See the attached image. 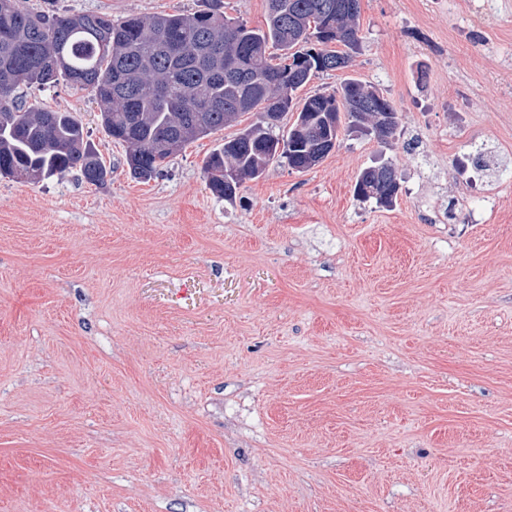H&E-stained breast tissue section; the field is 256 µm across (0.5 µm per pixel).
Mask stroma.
I'll return each instance as SVG.
<instances>
[{
    "label": "stroma",
    "instance_id": "1",
    "mask_svg": "<svg viewBox=\"0 0 512 512\" xmlns=\"http://www.w3.org/2000/svg\"><path fill=\"white\" fill-rule=\"evenodd\" d=\"M360 30L303 92L370 85L394 137L232 203L220 135L141 181L87 91L22 88L111 174L0 175V512H512V0H360ZM386 161L396 202L357 200Z\"/></svg>",
    "mask_w": 512,
    "mask_h": 512
}]
</instances>
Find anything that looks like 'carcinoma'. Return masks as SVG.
Returning <instances> with one entry per match:
<instances>
[{
  "mask_svg": "<svg viewBox=\"0 0 512 512\" xmlns=\"http://www.w3.org/2000/svg\"><path fill=\"white\" fill-rule=\"evenodd\" d=\"M354 14L359 0H268L259 28L231 21L216 7L122 20L91 12L76 23L65 12L34 13L23 0H0V174L35 182L76 169L98 185L110 173L78 117L22 103L23 86L65 81L90 91L106 132L126 145L129 171L141 180L159 174L186 144L230 126L227 113L244 115L269 100L280 102L284 114L300 108L318 115L358 96L359 106L346 112L348 123L364 124L367 112L396 116L389 100L355 79L297 101L313 74L345 68L348 44L336 31ZM57 58L64 67L49 68ZM273 140L284 142L282 151L268 146ZM314 146L289 130L275 135L262 120L250 124L206 157L208 186L231 201L245 180L280 159L307 170ZM394 171L390 164L363 170L356 196L392 205L399 182L381 177Z\"/></svg>",
  "mask_w": 512,
  "mask_h": 512,
  "instance_id": "carcinoma-1",
  "label": "carcinoma"
}]
</instances>
